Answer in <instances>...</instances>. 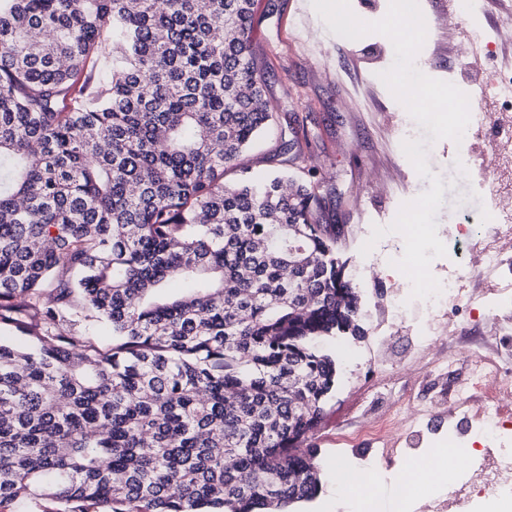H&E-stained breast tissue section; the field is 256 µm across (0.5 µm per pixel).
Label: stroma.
<instances>
[{
	"mask_svg": "<svg viewBox=\"0 0 512 512\" xmlns=\"http://www.w3.org/2000/svg\"><path fill=\"white\" fill-rule=\"evenodd\" d=\"M427 37L418 53L436 79L447 80L453 63L448 44V0H419ZM394 48L384 35L370 33L350 40L332 33L311 0H258L252 30V57L264 85L275 121L244 154L241 164L250 176L263 180L293 165L279 153V133L295 131L302 165L314 174L319 220L333 225L350 279L361 285V339L336 337L323 347L336 358V390L310 438L317 450L313 463L321 490L295 503V512H365L343 496L340 474H376L381 483L383 512H392L394 488L405 469L428 449L447 445L448 415L436 401L447 377L421 375L427 361L455 350L467 359L488 336L492 320L483 314L480 294L485 278H477L472 310L462 313L450 344L435 343L422 350L414 341L429 317V303L406 299L401 312L387 311L401 296L403 274L383 268L379 257L399 259L404 241L385 235L379 254H361L373 226H386L401 205L428 190L402 151L407 139H427V161L445 187L437 213V233L449 230L481 202L473 193L468 172L448 164L451 142L430 141L422 128L380 78L389 69ZM399 403L404 429L418 434L415 450L386 451L359 429L370 413Z\"/></svg>",
	"mask_w": 512,
	"mask_h": 512,
	"instance_id": "35a3bbf8",
	"label": "stroma"
}]
</instances>
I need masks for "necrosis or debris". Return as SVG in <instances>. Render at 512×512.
<instances>
[{"label":"necrosis or debris","instance_id":"4bbe7bcc","mask_svg":"<svg viewBox=\"0 0 512 512\" xmlns=\"http://www.w3.org/2000/svg\"><path fill=\"white\" fill-rule=\"evenodd\" d=\"M453 20L447 37L461 68L477 63L486 50L512 41V27L485 29L482 0H451ZM471 120L456 156L471 154L470 135H483L488 147L481 162L468 163L472 187L483 210L478 223L461 224L448 245V290L433 298L430 309H456L469 300L473 278L498 275V283L482 293L491 316L512 312V190L492 179V171L512 167V71L489 76L481 83H465ZM456 356L448 366L456 367ZM457 369V367H456ZM449 418H462L458 446L465 436L483 443V454L470 470L449 469L448 512H473L474 493H481L496 512H512V334L491 337L483 351L469 357L464 369L448 382L441 395Z\"/></svg>","mask_w":512,"mask_h":512}]
</instances>
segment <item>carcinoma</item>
Returning <instances> with one entry per match:
<instances>
[{
  "mask_svg": "<svg viewBox=\"0 0 512 512\" xmlns=\"http://www.w3.org/2000/svg\"><path fill=\"white\" fill-rule=\"evenodd\" d=\"M255 2L0 0V512L318 494L291 449L336 388L322 342L364 336L361 295L312 187L226 179L274 120Z\"/></svg>",
  "mask_w": 512,
  "mask_h": 512,
  "instance_id": "obj_1",
  "label": "carcinoma"
}]
</instances>
